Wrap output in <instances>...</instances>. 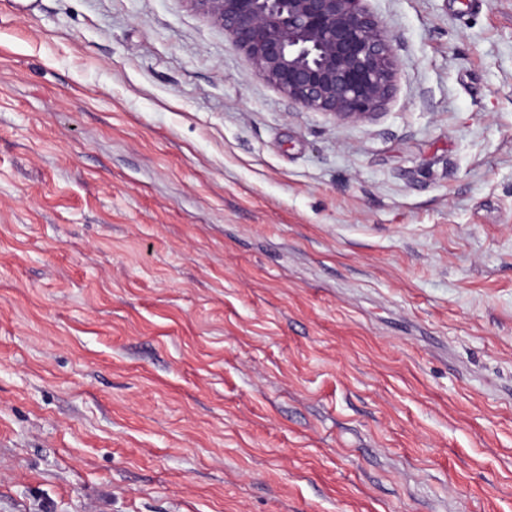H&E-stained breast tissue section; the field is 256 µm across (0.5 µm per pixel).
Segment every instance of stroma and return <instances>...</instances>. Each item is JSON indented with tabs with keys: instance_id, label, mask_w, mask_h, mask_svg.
<instances>
[{
	"instance_id": "1",
	"label": "stroma",
	"mask_w": 512,
	"mask_h": 512,
	"mask_svg": "<svg viewBox=\"0 0 512 512\" xmlns=\"http://www.w3.org/2000/svg\"><path fill=\"white\" fill-rule=\"evenodd\" d=\"M365 123L189 0H0V512H512V0H368Z\"/></svg>"
}]
</instances>
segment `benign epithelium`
I'll use <instances>...</instances> for the list:
<instances>
[{
    "label": "benign epithelium",
    "instance_id": "benign-epithelium-1",
    "mask_svg": "<svg viewBox=\"0 0 512 512\" xmlns=\"http://www.w3.org/2000/svg\"><path fill=\"white\" fill-rule=\"evenodd\" d=\"M189 2L304 111L366 122L393 95L396 39L366 0Z\"/></svg>",
    "mask_w": 512,
    "mask_h": 512
}]
</instances>
